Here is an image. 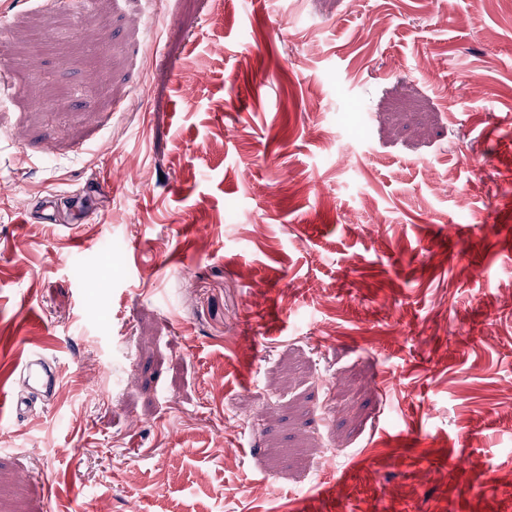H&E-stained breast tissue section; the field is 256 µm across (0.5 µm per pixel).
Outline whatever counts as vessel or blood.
<instances>
[{"label":"vessel or blood","instance_id":"obj_1","mask_svg":"<svg viewBox=\"0 0 512 512\" xmlns=\"http://www.w3.org/2000/svg\"><path fill=\"white\" fill-rule=\"evenodd\" d=\"M17 375L22 381L21 386L8 391L4 400L9 416L21 420L31 414L38 396L49 398L57 392L59 372L45 356L35 354L21 365Z\"/></svg>","mask_w":512,"mask_h":512}]
</instances>
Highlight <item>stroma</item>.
<instances>
[{
	"label": "stroma",
	"instance_id": "obj_1",
	"mask_svg": "<svg viewBox=\"0 0 512 512\" xmlns=\"http://www.w3.org/2000/svg\"><path fill=\"white\" fill-rule=\"evenodd\" d=\"M0 68V512H512V0H0ZM22 386L12 388L2 405L7 402L8 414L13 420H21L32 412L34 399L39 395L51 398L58 390L59 372L42 354H33L18 369ZM42 393V394H40Z\"/></svg>",
	"mask_w": 512,
	"mask_h": 512
}]
</instances>
